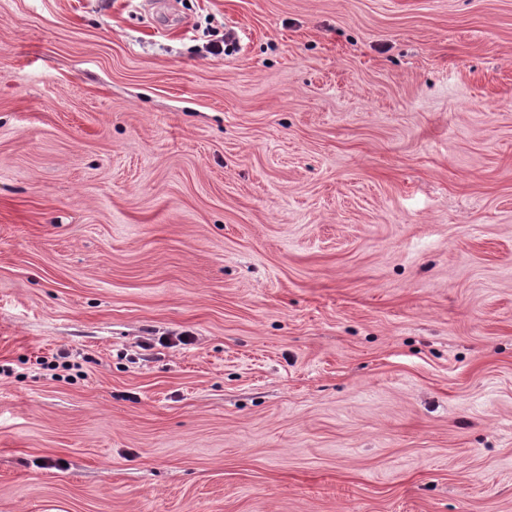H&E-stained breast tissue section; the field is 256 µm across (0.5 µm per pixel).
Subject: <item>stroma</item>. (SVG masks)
Listing matches in <instances>:
<instances>
[{"mask_svg":"<svg viewBox=\"0 0 512 512\" xmlns=\"http://www.w3.org/2000/svg\"><path fill=\"white\" fill-rule=\"evenodd\" d=\"M0 512H512V0H0Z\"/></svg>","mask_w":512,"mask_h":512,"instance_id":"1","label":"stroma"}]
</instances>
